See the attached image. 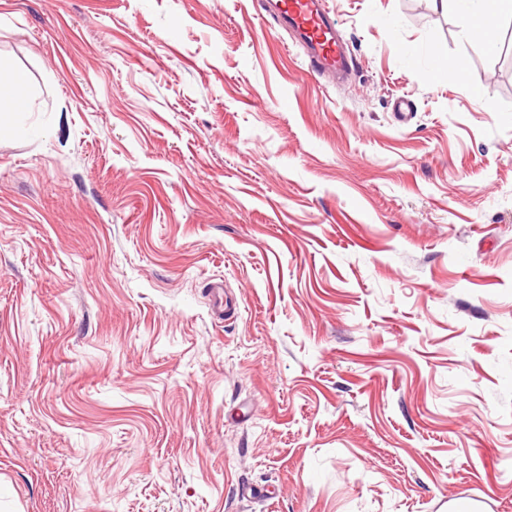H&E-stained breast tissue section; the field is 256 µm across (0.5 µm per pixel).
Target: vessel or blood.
<instances>
[{
    "label": "vessel or blood",
    "instance_id": "1",
    "mask_svg": "<svg viewBox=\"0 0 512 512\" xmlns=\"http://www.w3.org/2000/svg\"><path fill=\"white\" fill-rule=\"evenodd\" d=\"M265 10L303 46L309 76L333 80L349 70L353 60L324 0H266ZM207 293L210 312L215 319L227 321L234 318L237 304L223 282H209Z\"/></svg>",
    "mask_w": 512,
    "mask_h": 512
}]
</instances>
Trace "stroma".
<instances>
[{
	"mask_svg": "<svg viewBox=\"0 0 512 512\" xmlns=\"http://www.w3.org/2000/svg\"><path fill=\"white\" fill-rule=\"evenodd\" d=\"M327 2L0 0V512H512V59ZM265 11L288 29L305 50L307 73L334 81L353 59L339 36L336 18L323 0H266ZM25 84L24 73L0 71V123L2 115L19 118L21 114L28 112V99L21 94ZM207 288L212 316L220 321L234 318L237 313V304L233 296L224 290V282L211 281L207 284Z\"/></svg>",
	"mask_w": 512,
	"mask_h": 512,
	"instance_id": "obj_1",
	"label": "stroma"
}]
</instances>
